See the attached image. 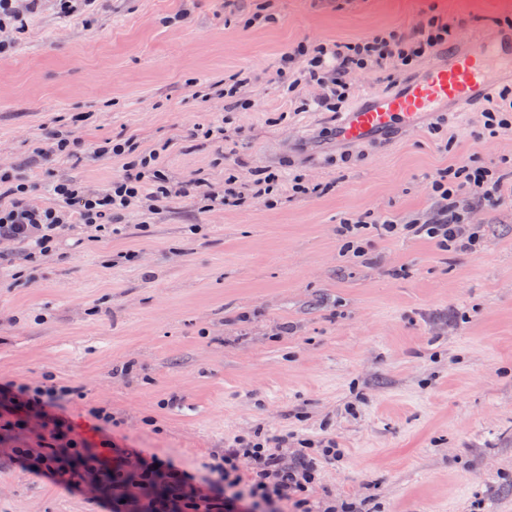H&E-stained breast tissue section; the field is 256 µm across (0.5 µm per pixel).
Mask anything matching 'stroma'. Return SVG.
<instances>
[{"instance_id": "1", "label": "stroma", "mask_w": 512, "mask_h": 512, "mask_svg": "<svg viewBox=\"0 0 512 512\" xmlns=\"http://www.w3.org/2000/svg\"><path fill=\"white\" fill-rule=\"evenodd\" d=\"M261 6L273 22L247 25ZM430 10L474 41L512 20V0H106L64 21L43 0L0 55V163L38 200L61 178L107 188L123 161L91 150L129 137L161 149L176 183L273 167L325 191L216 212L174 198L101 241L77 227L51 255L4 267L0 381L79 387L75 421L106 409L120 447L200 476L235 437L294 434L345 450L344 464L320 465L314 500L512 512V203L483 214L468 252L368 229L356 258L337 232L369 209L425 211V175L457 160L512 170V134L479 136L478 97L444 113L447 148L428 118L347 145L333 113L299 111L307 89L287 99L270 80L290 45L406 30ZM236 73L250 109L197 98ZM220 119L229 141L194 135ZM51 129L78 137L81 158L35 154ZM107 494L96 477L72 492L0 455V512H106Z\"/></svg>"}]
</instances>
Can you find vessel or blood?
I'll return each mask as SVG.
<instances>
[{
  "label": "vessel or blood",
  "mask_w": 512,
  "mask_h": 512,
  "mask_svg": "<svg viewBox=\"0 0 512 512\" xmlns=\"http://www.w3.org/2000/svg\"><path fill=\"white\" fill-rule=\"evenodd\" d=\"M512 62V46L505 42H479L451 52L447 61L432 64L417 79L395 93L368 90L360 108L337 125V140L374 142L401 127L416 126L434 112L454 111L471 101L478 89L494 79L490 58Z\"/></svg>",
  "instance_id": "1"
}]
</instances>
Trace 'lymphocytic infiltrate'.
<instances>
[{"label": "lymphocytic infiltrate", "mask_w": 512, "mask_h": 512, "mask_svg": "<svg viewBox=\"0 0 512 512\" xmlns=\"http://www.w3.org/2000/svg\"><path fill=\"white\" fill-rule=\"evenodd\" d=\"M40 2L0 0V55L16 47ZM458 41L454 29L435 14L407 31L370 34L350 42L301 41L281 54L275 80L286 95L303 85L314 88V95L302 99V111L338 112L350 96L352 75L367 71L392 88L398 77L415 74L422 62L441 57ZM485 99L483 136L494 138L511 131L512 87L486 93ZM92 154L98 159L124 157L122 173L111 187L88 192L57 180L49 187L53 198L49 204L31 197L12 168L0 164V242L9 245L0 251V263L18 257L29 261L53 252L62 233L77 224L90 228L98 238L112 234L114 221L139 203H148L154 211L170 198H191L197 191L193 178L170 187L158 166L159 151H139L135 139L104 143ZM239 181L236 172H227L223 188L206 194L208 209L243 210L261 202L271 204L285 188L300 197L323 191L321 184L304 175H294L287 182L282 173L269 169L259 171L250 191L238 190ZM428 184L430 207L408 221L371 211L341 221L339 233L346 248L361 255V232L372 225L386 236L411 234L433 240L445 250L468 251L480 238L477 215L512 199V187L505 185L503 175L472 158L429 177ZM78 393L76 387L56 383L0 382V436L39 419L35 444L10 447L9 459L70 490L81 489L86 476L98 477L110 489L106 502L110 512H282L287 502L294 512H319L307 490L320 464L344 457L343 450L330 443L310 451L294 450L286 458L267 441L238 437L223 456L208 464L205 475L198 476L175 461L138 448L116 447L112 418L102 410H90L87 424L75 423L68 406ZM159 482L164 483L165 494L141 501L139 491Z\"/></svg>", "instance_id": "f902f5d3"}]
</instances>
